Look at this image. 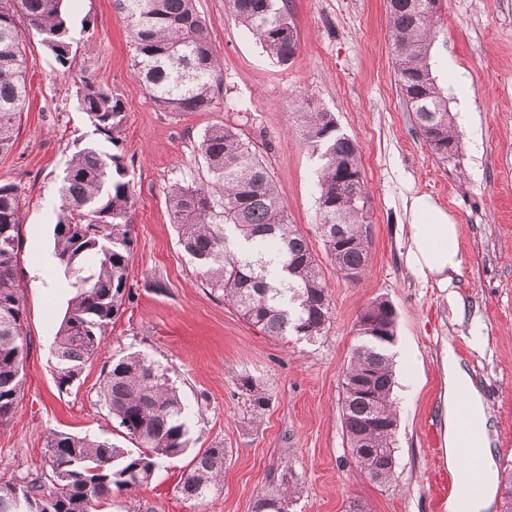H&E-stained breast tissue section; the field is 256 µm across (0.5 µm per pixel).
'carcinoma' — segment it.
I'll return each mask as SVG.
<instances>
[{
  "mask_svg": "<svg viewBox=\"0 0 512 512\" xmlns=\"http://www.w3.org/2000/svg\"><path fill=\"white\" fill-rule=\"evenodd\" d=\"M64 0H0V154L9 152L26 106V66L18 18L65 69L71 30ZM425 0H387L397 85L415 128L435 157L448 161L460 134L448 112V94L433 75L430 57L439 38L438 19L423 11ZM234 19L249 30L277 63L299 49L288 0H226ZM127 23L131 66L160 112H208L216 104L223 68L201 19L196 0H117ZM80 112L109 142L123 121L119 98L90 80L75 88ZM300 135L321 161L317 224L336 271L359 280L368 267L365 205L368 196L356 140L336 129L333 115L296 99ZM208 175L202 184L176 182L167 201L179 241L208 285L241 318L269 336L313 340L331 320V298L305 236L288 221L276 183L251 141L230 124L208 128L197 145ZM58 217L52 265L69 279L73 296L51 342L59 389L69 388L83 365L100 352L128 286L133 240L130 213L134 184L125 158L92 143L76 151L55 186ZM21 193L0 180V425L14 411L25 382L30 349L18 279ZM94 259L87 271L86 259ZM356 344L341 382V421L354 463L374 482L389 483L395 469L388 354L395 336V310L376 300L358 322ZM364 382L361 391L357 384ZM250 421H260L269 397L251 379L240 381ZM99 401L109 427L136 450L107 438L52 431L40 469L14 468L0 482V512H97L99 504L149 483L159 462L183 456L190 447V412L168 369L141 352L106 365ZM227 451L199 450L178 482L186 500H203L224 484ZM294 492L287 478L264 491L252 512H286Z\"/></svg>",
  "mask_w": 512,
  "mask_h": 512,
  "instance_id": "obj_1",
  "label": "carcinoma"
}]
</instances>
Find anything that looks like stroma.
Masks as SVG:
<instances>
[{
  "label": "stroma",
  "mask_w": 512,
  "mask_h": 512,
  "mask_svg": "<svg viewBox=\"0 0 512 512\" xmlns=\"http://www.w3.org/2000/svg\"><path fill=\"white\" fill-rule=\"evenodd\" d=\"M223 62L222 91L208 112L158 111L130 66L114 0H66L72 64L61 70L36 34L25 41L28 99L0 180L22 195L20 277L31 338L25 385L0 427V478L42 467L58 430L103 435L97 402L102 368L141 351L168 367L190 407L202 410L191 448L227 450L224 484L203 501L177 491L189 456L163 462L151 483L113 494L99 512H251L270 482L287 477L293 512H448L438 505L431 439H443L442 360L452 349L481 392L497 483L489 512L512 500V0H442V33L431 52L438 84L461 131L459 152L436 160L417 134L396 84L386 0H290L300 48L273 61L230 15L225 0H196ZM87 79L119 97L124 120L112 152L131 162L134 294L108 329L101 354L59 391L50 342L71 296L52 270L55 184L74 152L97 141L78 111L74 85ZM305 94L354 137L369 192V269L357 283L338 274L316 226L318 161L303 145L295 98ZM240 128L268 166L288 219L306 237L329 287L333 317L323 336L280 340L249 325L213 294L184 253L167 205L177 181H200L197 152L216 124ZM431 197L460 226L461 274L454 294L418 281L405 264L410 197ZM396 312L395 475L380 486L354 463L339 416L342 372L355 325L370 302ZM270 401L261 422L244 418L241 378Z\"/></svg>",
  "instance_id": "35a3bbf8"
}]
</instances>
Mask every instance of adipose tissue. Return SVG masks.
<instances>
[{
	"instance_id": "adipose-tissue-1",
	"label": "adipose tissue",
	"mask_w": 512,
	"mask_h": 512,
	"mask_svg": "<svg viewBox=\"0 0 512 512\" xmlns=\"http://www.w3.org/2000/svg\"><path fill=\"white\" fill-rule=\"evenodd\" d=\"M410 236L405 254L408 269L419 279H433L439 287H453L460 274V230L446 211L426 196L412 197ZM444 374L448 383L445 393V428L447 458L449 464H460L459 448L462 443V420L470 418L485 424V404L473 386L468 373L454 360L446 356ZM479 462L481 489L471 495L466 503L450 501L448 512H488L494 494L496 467L487 439L471 438Z\"/></svg>"
}]
</instances>
